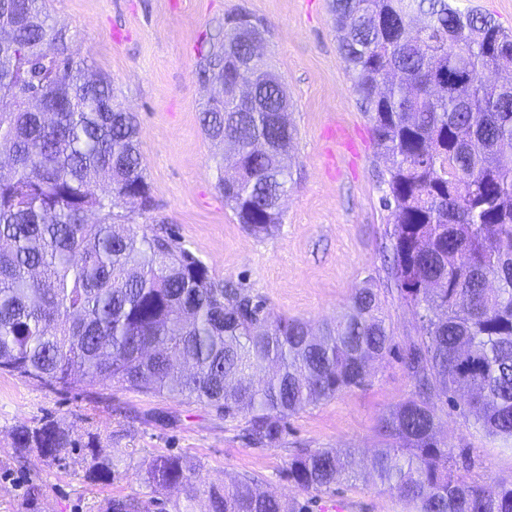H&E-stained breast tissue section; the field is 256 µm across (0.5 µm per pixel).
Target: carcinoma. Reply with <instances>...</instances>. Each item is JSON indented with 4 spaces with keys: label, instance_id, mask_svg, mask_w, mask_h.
I'll use <instances>...</instances> for the list:
<instances>
[{
    "label": "carcinoma",
    "instance_id": "cac0c4a2",
    "mask_svg": "<svg viewBox=\"0 0 512 512\" xmlns=\"http://www.w3.org/2000/svg\"><path fill=\"white\" fill-rule=\"evenodd\" d=\"M43 0H0V372L65 391L119 384L152 396L212 405L247 419L256 447L280 443L286 419L362 387L392 350L380 289H357L348 312L315 332L271 318L244 288L216 282L169 235L114 221L124 197L151 207L138 150L139 124L114 112L111 82L69 51ZM338 50L386 164L391 211L388 274L421 335L401 355L415 393L378 419L368 465L407 512H512V480L468 479L471 451L439 437L437 404L512 448V83L483 80L512 34L453 0H331ZM268 24L224 18V37L200 53L201 72L241 76L248 35ZM467 81L448 90V80ZM276 73L257 75L255 96L202 110V128L234 150L217 188L256 236L281 223L296 136L282 120ZM62 109L46 119L33 101ZM105 188V195L91 191ZM102 215L96 222L87 215ZM16 458L70 462L109 484L111 457L92 433L78 440L51 416L12 431ZM355 449H303L288 480L327 490L355 477ZM188 462L158 455L146 483L197 496ZM101 512H149L140 499L108 498ZM208 512H307L243 476L208 492Z\"/></svg>",
    "mask_w": 512,
    "mask_h": 512
}]
</instances>
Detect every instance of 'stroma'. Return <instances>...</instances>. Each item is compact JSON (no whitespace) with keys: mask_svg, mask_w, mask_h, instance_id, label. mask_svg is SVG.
<instances>
[{"mask_svg":"<svg viewBox=\"0 0 512 512\" xmlns=\"http://www.w3.org/2000/svg\"><path fill=\"white\" fill-rule=\"evenodd\" d=\"M68 47L112 83L119 103L136 113L140 151L154 206L118 208L137 231L168 229L218 280L248 289L271 316L299 318L313 327L339 317L356 288L384 289L382 309L397 349L420 334V323L393 290L383 254L394 231L381 199L384 163L374 155L371 124L351 89L337 45L329 0H45ZM247 11L263 19L271 38L263 51L283 78L299 131L293 146L294 184L273 235H252L217 188L222 140L207 137L201 110L219 87L198 75L199 51L226 15ZM414 382L396 356L376 361L365 387L308 406L289 417L279 445L256 448L244 437L245 418H224L215 407L181 398L147 396L120 385L47 389L0 373V512H97L107 497L136 496L150 512H206L210 487L247 474L259 491L323 512L338 501L345 512H403L375 485L362 464L378 445L379 416L412 395ZM441 434L476 459L473 477L512 479V451L441 406ZM53 416L74 437L99 434L103 453L119 471L112 484H91L81 467L18 463L15 425ZM298 448H354L356 481L305 492L288 481ZM178 454L195 464L198 495L186 502L142 478L156 455ZM38 478L42 494L29 502Z\"/></svg>","mask_w":512,"mask_h":512,"instance_id":"obj_1","label":"stroma"}]
</instances>
